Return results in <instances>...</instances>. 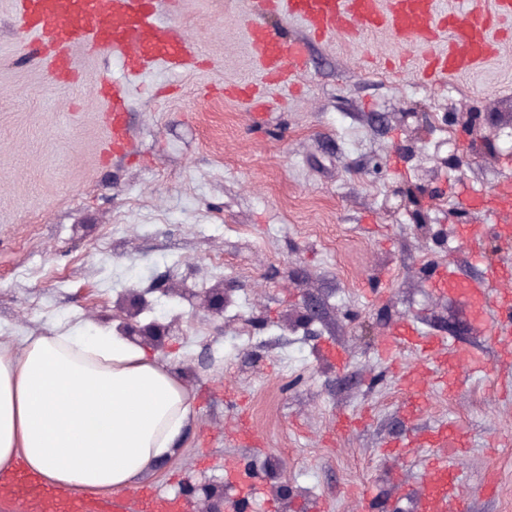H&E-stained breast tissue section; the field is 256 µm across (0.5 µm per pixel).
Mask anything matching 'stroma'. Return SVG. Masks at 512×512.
Instances as JSON below:
<instances>
[{
  "mask_svg": "<svg viewBox=\"0 0 512 512\" xmlns=\"http://www.w3.org/2000/svg\"><path fill=\"white\" fill-rule=\"evenodd\" d=\"M245 7L181 0L174 21L198 63L130 86V150L107 159L101 102L47 82L14 0H0V336L109 327L122 294H144L139 320L170 325L156 355L193 412L178 455L144 478L166 494L227 485L239 462L257 469L248 512H265L269 462L294 489L288 512H361L366 491L377 512H414L416 461L384 446L450 419L466 443L471 512H512V372L471 305L428 279L444 261L480 278L477 250L500 258L485 212L464 199L512 183V139L458 173L451 156L468 140L451 115L512 111V33L481 69L437 78L422 66L427 47L383 31L316 39L272 14L268 25L305 40L308 67L253 110L224 94L256 73ZM405 112L429 130L403 125ZM396 184L422 188L419 207L387 211ZM220 282L232 293L213 317L201 296ZM309 304L314 320L285 325ZM404 317L460 352L452 390L423 385L412 419L398 368L419 356L380 351ZM244 397L259 450L230 438Z\"/></svg>",
  "mask_w": 512,
  "mask_h": 512,
  "instance_id": "obj_1",
  "label": "stroma"
}]
</instances>
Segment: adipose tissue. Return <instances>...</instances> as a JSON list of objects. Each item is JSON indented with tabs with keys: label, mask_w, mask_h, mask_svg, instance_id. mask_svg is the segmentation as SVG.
Returning <instances> with one entry per match:
<instances>
[{
	"label": "adipose tissue",
	"mask_w": 512,
	"mask_h": 512,
	"mask_svg": "<svg viewBox=\"0 0 512 512\" xmlns=\"http://www.w3.org/2000/svg\"><path fill=\"white\" fill-rule=\"evenodd\" d=\"M190 414L179 377L120 331L0 339V469L20 457L55 487L121 493L175 454Z\"/></svg>",
	"instance_id": "adipose-tissue-1"
}]
</instances>
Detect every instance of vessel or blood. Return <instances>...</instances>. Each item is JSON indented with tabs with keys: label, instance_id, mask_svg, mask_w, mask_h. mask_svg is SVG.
Masks as SVG:
<instances>
[{
	"label": "vessel or blood",
	"instance_id": "1",
	"mask_svg": "<svg viewBox=\"0 0 512 512\" xmlns=\"http://www.w3.org/2000/svg\"><path fill=\"white\" fill-rule=\"evenodd\" d=\"M250 20L246 42L257 64V79L231 91L233 97L255 101L260 85L288 84L306 68V46L283 38L263 21L274 12L300 21L320 38L336 35L353 40L384 30L399 42L431 44L447 34L448 46L424 60L431 74L445 77L478 68L490 56L495 22L512 21V0H494L493 11H485L478 0H462L455 12H447L440 0H246ZM16 22L33 36L31 52L38 64L57 83L81 84L85 73L75 62L77 54H106L120 60L130 78H138L160 65L172 71L190 68L195 48L185 32L158 17L156 0H17ZM104 104L103 121L109 129L106 149L120 154L127 145L123 88L94 87ZM499 262L488 265L482 278L459 280L452 265L433 269L431 285L436 291L450 290L470 303L485 332L503 345L512 346V305L499 301L497 285L511 269ZM393 343L424 356L423 371L404 372L408 391H415L423 378L439 388L448 386V369L458 356L444 336L422 335L408 319L392 331ZM425 454L417 456L423 487L419 499L424 512H467L466 480L458 465L463 445L458 427L451 421L430 431L423 439ZM133 498L138 512H179L178 500L155 487L137 489ZM0 499L14 512H123L122 501L107 497L82 498L46 486L40 477L15 465L0 471Z\"/></svg>",
	"mask_w": 512,
	"mask_h": 512
}]
</instances>
